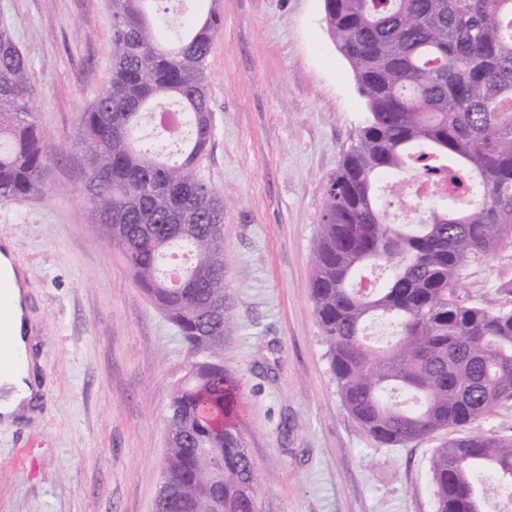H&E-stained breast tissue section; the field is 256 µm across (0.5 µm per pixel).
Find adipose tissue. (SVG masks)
I'll return each instance as SVG.
<instances>
[{
	"label": "adipose tissue",
	"instance_id": "obj_1",
	"mask_svg": "<svg viewBox=\"0 0 512 512\" xmlns=\"http://www.w3.org/2000/svg\"><path fill=\"white\" fill-rule=\"evenodd\" d=\"M21 275V270L15 268L13 263L11 242H0V277L11 285L12 345L25 358L23 368L0 371V424L6 426L36 416L42 392L41 378L32 353L33 330L27 311V291L21 286Z\"/></svg>",
	"mask_w": 512,
	"mask_h": 512
}]
</instances>
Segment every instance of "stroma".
Masks as SVG:
<instances>
[{
  "label": "stroma",
  "instance_id": "35a3bbf8",
  "mask_svg": "<svg viewBox=\"0 0 512 512\" xmlns=\"http://www.w3.org/2000/svg\"><path fill=\"white\" fill-rule=\"evenodd\" d=\"M208 61L214 137L200 171L230 197L225 282L235 327L224 369L261 512H435L429 460L442 430L400 448L343 407L311 298L326 178L367 109L330 37L323 0H217ZM32 64L55 151L47 191L0 198V239L27 274L36 417L0 426V512H155L167 416L186 348L80 197L79 113L112 66V0H0ZM512 247L464 271L460 297L512 307Z\"/></svg>",
  "mask_w": 512,
  "mask_h": 512
}]
</instances>
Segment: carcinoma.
I'll return each mask as SVG.
<instances>
[{
	"instance_id": "obj_1",
	"label": "carcinoma",
	"mask_w": 512,
	"mask_h": 512,
	"mask_svg": "<svg viewBox=\"0 0 512 512\" xmlns=\"http://www.w3.org/2000/svg\"><path fill=\"white\" fill-rule=\"evenodd\" d=\"M331 36L369 116L327 182L313 247L312 299L329 370L346 410L386 447L464 430L512 401V308L463 300L466 265L512 245V0H324ZM164 0H112V70L80 112L77 187L91 230L117 250L136 285L179 330L185 381L168 416L155 512H260L238 434L237 384L224 371L233 327L224 282V206L199 159L214 128L207 60L214 10L165 34ZM32 66L0 29V197L46 189L47 134ZM162 104L183 130L142 142ZM454 185L396 223L403 175ZM188 248L176 287L163 263ZM386 317L391 340L368 344ZM435 512H485L483 491L512 497V438L470 433L430 458Z\"/></svg>"
}]
</instances>
